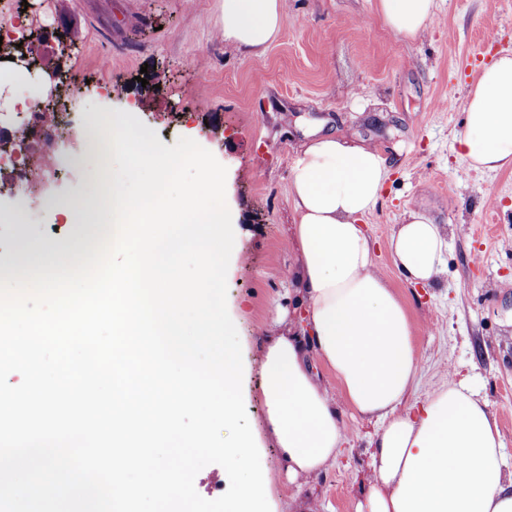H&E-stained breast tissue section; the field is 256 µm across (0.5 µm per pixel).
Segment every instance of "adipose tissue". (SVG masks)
Returning a JSON list of instances; mask_svg holds the SVG:
<instances>
[{
  "label": "adipose tissue",
  "instance_id": "1",
  "mask_svg": "<svg viewBox=\"0 0 512 512\" xmlns=\"http://www.w3.org/2000/svg\"><path fill=\"white\" fill-rule=\"evenodd\" d=\"M377 14L403 40L426 32L435 0H377ZM288 0H224L226 43L259 53L278 36ZM458 154L471 168L512 167V53L485 65L465 104ZM388 167L372 146L344 135L305 142L291 172L292 242L301 262L290 277L308 318L264 333L266 425L290 477H315L348 433L336 403L375 420L374 482L355 512H512V472L488 405L448 381L421 405L407 404L419 364L403 300L375 271L361 225L377 204ZM448 241L425 213L410 211L389 239L394 264L413 283L438 276ZM316 355L335 379L312 374Z\"/></svg>",
  "mask_w": 512,
  "mask_h": 512
}]
</instances>
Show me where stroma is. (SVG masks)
<instances>
[{"mask_svg": "<svg viewBox=\"0 0 512 512\" xmlns=\"http://www.w3.org/2000/svg\"><path fill=\"white\" fill-rule=\"evenodd\" d=\"M420 38H396L375 0H288L278 39L261 54L225 44L223 0H0V20L35 15L34 67L25 69L40 100H64L60 123L103 126L111 110L138 103V119L165 145L195 140L226 167V191L240 215L245 257L227 276L238 321L242 394L259 447L271 512H354L372 483L376 421L338 410L347 441L314 478L289 479L266 428L260 372L263 329L295 309L288 271L292 247L290 176L309 132L345 134L379 150L389 176L363 220L375 268L405 302L420 365L409 403L446 383L449 371L488 404L512 468V169L484 172L457 154L464 101L484 65L512 53V0H436ZM494 41H487L488 31ZM71 46L65 81L52 77L57 35ZM146 82H138L140 71ZM454 105L443 111L435 100ZM52 163L51 203L13 188L0 191V257L17 260L21 241L59 237L63 201L110 178L97 151ZM423 209L448 235L434 283L409 284L388 241L408 212ZM19 223H11L10 215Z\"/></svg>", "mask_w": 512, "mask_h": 512, "instance_id": "1", "label": "stroma"}]
</instances>
